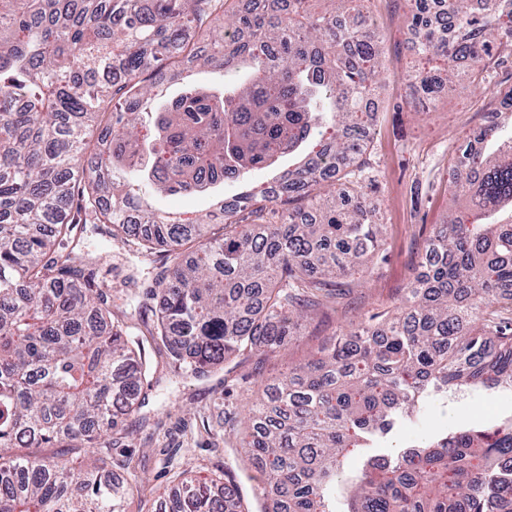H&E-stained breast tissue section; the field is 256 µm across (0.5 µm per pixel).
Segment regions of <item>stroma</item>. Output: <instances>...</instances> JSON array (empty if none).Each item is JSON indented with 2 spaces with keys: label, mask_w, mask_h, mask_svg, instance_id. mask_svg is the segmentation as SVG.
<instances>
[{
  "label": "stroma",
  "mask_w": 512,
  "mask_h": 512,
  "mask_svg": "<svg viewBox=\"0 0 512 512\" xmlns=\"http://www.w3.org/2000/svg\"><path fill=\"white\" fill-rule=\"evenodd\" d=\"M364 10L384 39L386 58L366 149L351 179L383 224L384 251L371 258L365 280L348 278L345 293L327 298L302 320L299 336L285 352L267 359L244 355L207 379L181 383L162 344L148 334L151 315L126 308L127 298L145 301L151 278L140 269L135 245L110 239L104 231H87L78 251L94 273L97 288L111 292L112 309L121 313L131 335L143 343L153 381L144 386L143 410L153 426L114 440L111 449L92 447L93 459L111 463L132 455L136 467L121 471L136 493L127 512H149L173 474L186 478L220 476L243 479L242 450L234 429L246 417L260 376L275 374L286 362H297L324 338L349 331L358 318L373 313L395 314L406 284L418 273L425 239L448 219V174L457 150L479 128L495 121L512 123L495 92L512 86V44L499 48L486 86L443 89L430 107L413 103L408 91L420 61L411 47V13L404 0H366ZM304 150L281 157L270 166L250 171L191 195H159L156 208L194 220L215 212L222 200L254 186L275 181L304 157ZM512 413V393L502 388L475 394L461 390L449 403L433 401L424 415L397 430L387 444L396 449L444 429L484 424Z\"/></svg>",
  "instance_id": "35a3bbf8"
}]
</instances>
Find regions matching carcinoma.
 <instances>
[{
    "label": "carcinoma",
    "mask_w": 512,
    "mask_h": 512,
    "mask_svg": "<svg viewBox=\"0 0 512 512\" xmlns=\"http://www.w3.org/2000/svg\"><path fill=\"white\" fill-rule=\"evenodd\" d=\"M235 2L0 0V512H125L133 492L84 458L86 445L129 433L149 363L83 272L76 225L104 224L145 257H174L152 276V335L194 379L287 348L299 296L366 276L385 246L344 172L369 134L381 36L357 0H256L247 12ZM429 2L409 0L419 58L447 67L450 84H485L489 49L512 42V0H435L444 16L433 19ZM188 30L206 34L208 49ZM178 58L225 77L243 64L253 73L161 112L157 75ZM414 80L412 93L438 96L429 74ZM152 122L163 135L146 141ZM316 134L305 163L232 210L181 222L140 194L145 179L162 193L201 192ZM94 138L105 147H89ZM472 139L479 148L456 158L448 221L425 243L402 315L363 318L261 380L239 438L259 512H336L348 449L368 447L432 393L512 385V336L491 330L494 306L512 305V126ZM331 178L332 198L313 193ZM214 222L224 236L207 235ZM356 481L343 512H512V415L491 431L447 430L371 456ZM158 504L254 508L220 478L174 482Z\"/></svg>",
    "instance_id": "obj_1"
}]
</instances>
